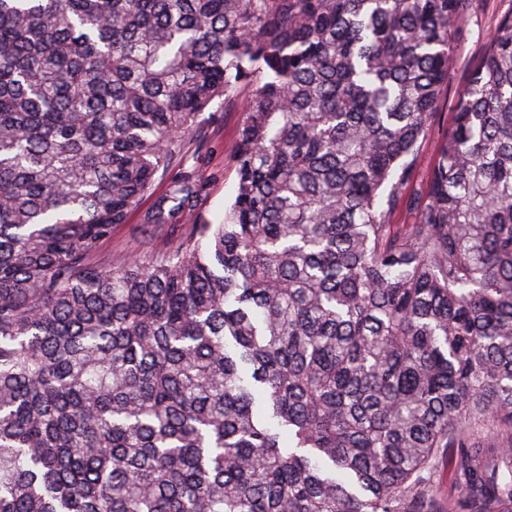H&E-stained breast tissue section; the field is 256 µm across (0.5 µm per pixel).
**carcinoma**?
I'll list each match as a JSON object with an SVG mask.
<instances>
[{
  "instance_id": "cac0c4a2",
  "label": "carcinoma",
  "mask_w": 512,
  "mask_h": 512,
  "mask_svg": "<svg viewBox=\"0 0 512 512\" xmlns=\"http://www.w3.org/2000/svg\"><path fill=\"white\" fill-rule=\"evenodd\" d=\"M470 4L0 0V512H512V13L413 188ZM250 94L248 86L236 89L234 99L224 103L216 100L212 108L204 112L220 115L219 120L210 124L204 122L202 132L204 144H193L186 154V167L195 168L205 177V190L198 204V217L212 224L224 218V209L234 198L237 188V170L233 149L240 132L243 114L241 104ZM164 187L165 183L158 184L151 194L143 197L126 222L113 229L112 237L104 241L98 250L100 261L119 265L131 257L151 258L179 243L185 226L147 224L145 221V215Z\"/></svg>"
}]
</instances>
